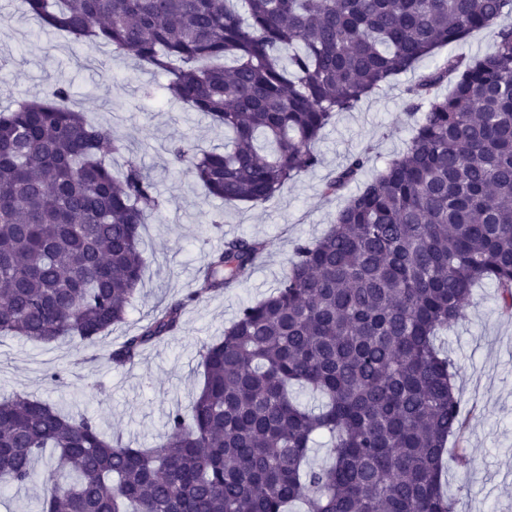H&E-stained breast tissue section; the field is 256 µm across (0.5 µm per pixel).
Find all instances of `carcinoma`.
<instances>
[{
  "label": "carcinoma",
  "instance_id": "cac0c4a2",
  "mask_svg": "<svg viewBox=\"0 0 512 512\" xmlns=\"http://www.w3.org/2000/svg\"><path fill=\"white\" fill-rule=\"evenodd\" d=\"M43 24L169 75L184 109L231 146L168 147L205 194L262 204L319 163L336 114L436 49L491 31L495 50L448 58L404 89L406 150L376 174L351 155L324 184L344 197L300 241L273 291L201 347L204 382L150 448L28 394L0 398V483L20 490L51 448L41 512H455L447 444L468 421L438 334L472 287L512 314V0H25ZM452 81L445 96L434 86ZM48 100L0 110V337L93 344L126 320L146 258L141 229L164 203L112 131ZM265 241H224L199 288L156 308L110 353L124 366L177 333L186 308L247 281ZM296 387L319 395L302 405ZM333 462L308 466L315 436Z\"/></svg>",
  "mask_w": 512,
  "mask_h": 512
}]
</instances>
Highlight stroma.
<instances>
[{"label": "stroma", "mask_w": 512, "mask_h": 512, "mask_svg": "<svg viewBox=\"0 0 512 512\" xmlns=\"http://www.w3.org/2000/svg\"><path fill=\"white\" fill-rule=\"evenodd\" d=\"M1 56L13 64L0 73V108L45 99L56 85L65 86L72 109L126 144V153L112 161L114 169L133 160L168 205L143 229L147 263L127 323L94 346L0 337V395L30 394L91 416L109 435L140 448L153 445L165 431L168 411L188 407L200 389L202 345L222 336L242 302L262 299L276 286L298 241L329 228L343 200L324 195L328 178L352 153L369 151L374 173L405 150L414 117L404 107L403 89L429 68L421 63L353 111L338 113L317 144L319 164L271 200L251 205L206 196L186 166L172 162V142L187 138L202 150L220 148L224 129L171 100L165 73L106 46L89 49L25 14L20 0H0ZM236 235L267 243L251 278L189 306L181 331L149 346L139 364L113 366L108 355L124 336L155 307L195 289L198 267ZM493 295V286H476L466 321L440 341L457 363L456 390L473 409L464 435L471 465L462 469L452 462L445 473L456 512H512V315L498 309ZM54 372L62 383L50 381Z\"/></svg>", "instance_id": "obj_1"}]
</instances>
